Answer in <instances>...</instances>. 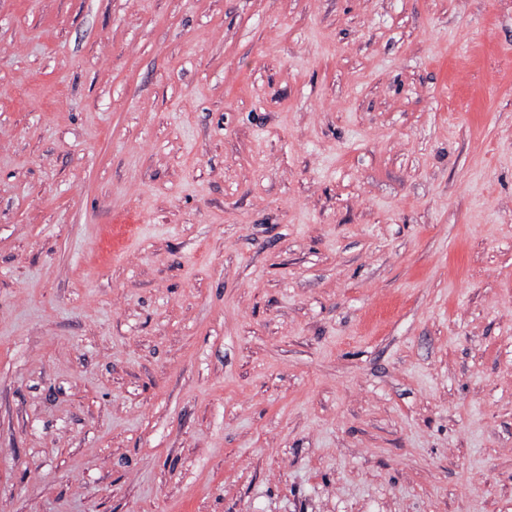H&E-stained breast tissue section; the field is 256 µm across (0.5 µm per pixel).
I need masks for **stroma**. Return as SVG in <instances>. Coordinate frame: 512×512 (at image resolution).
I'll use <instances>...</instances> for the list:
<instances>
[{"instance_id": "stroma-1", "label": "stroma", "mask_w": 512, "mask_h": 512, "mask_svg": "<svg viewBox=\"0 0 512 512\" xmlns=\"http://www.w3.org/2000/svg\"><path fill=\"white\" fill-rule=\"evenodd\" d=\"M0 512H512V0H0Z\"/></svg>"}]
</instances>
